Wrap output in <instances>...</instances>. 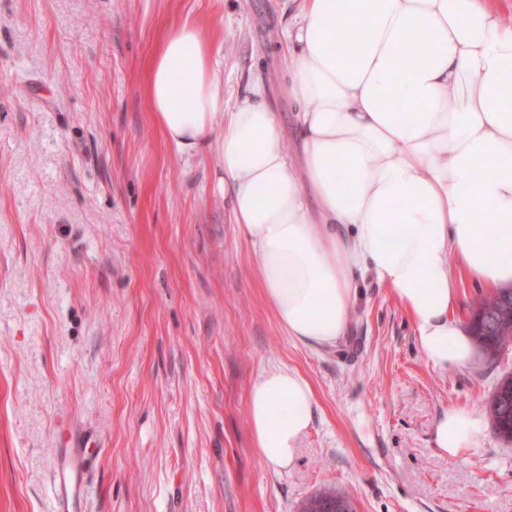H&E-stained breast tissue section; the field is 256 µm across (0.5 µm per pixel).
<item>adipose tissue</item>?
I'll return each instance as SVG.
<instances>
[{"label":"adipose tissue","mask_w":512,"mask_h":512,"mask_svg":"<svg viewBox=\"0 0 512 512\" xmlns=\"http://www.w3.org/2000/svg\"><path fill=\"white\" fill-rule=\"evenodd\" d=\"M283 37L300 160L261 77L232 111L213 41L187 16L151 58L145 94L166 144L213 148L219 186L289 336L332 346L367 270L409 314L433 367L474 365L455 318L457 278L512 285V22L501 0H295ZM313 392L277 367L252 383L247 417L264 463L285 468L312 422ZM487 420L448 410L437 448H479Z\"/></svg>","instance_id":"1"}]
</instances>
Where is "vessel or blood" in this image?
<instances>
[{
	"instance_id": "obj_1",
	"label": "vessel or blood",
	"mask_w": 512,
	"mask_h": 512,
	"mask_svg": "<svg viewBox=\"0 0 512 512\" xmlns=\"http://www.w3.org/2000/svg\"><path fill=\"white\" fill-rule=\"evenodd\" d=\"M89 451L88 444L83 443L69 448L58 458L53 474L51 512H83Z\"/></svg>"
}]
</instances>
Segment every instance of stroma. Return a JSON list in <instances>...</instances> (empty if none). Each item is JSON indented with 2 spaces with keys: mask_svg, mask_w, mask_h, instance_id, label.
Segmentation results:
<instances>
[{
  "mask_svg": "<svg viewBox=\"0 0 512 512\" xmlns=\"http://www.w3.org/2000/svg\"><path fill=\"white\" fill-rule=\"evenodd\" d=\"M188 15L225 109L262 74L296 154L285 0H0V512H51L57 451L82 438L102 450L86 512H298L325 487L357 512H512V444L490 432L452 461L434 441L444 412L485 409L512 351L430 366L366 271L334 346L267 306L211 158L168 148L145 96ZM274 367L315 395L277 470L246 411Z\"/></svg>",
  "mask_w": 512,
  "mask_h": 512,
  "instance_id": "35a3bbf8",
  "label": "stroma"
}]
</instances>
